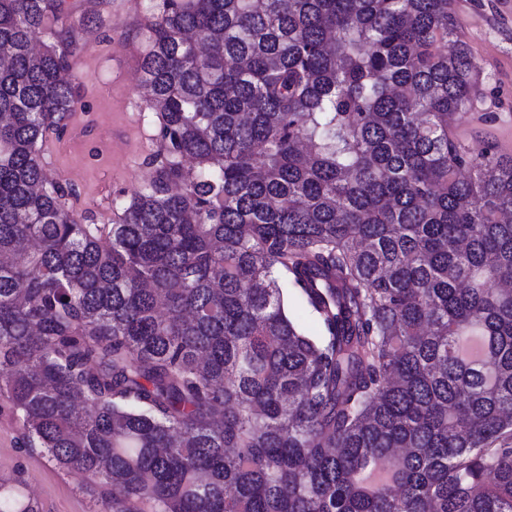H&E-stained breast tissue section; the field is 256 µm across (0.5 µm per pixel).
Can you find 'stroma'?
I'll use <instances>...</instances> for the list:
<instances>
[{"label": "stroma", "mask_w": 512, "mask_h": 512, "mask_svg": "<svg viewBox=\"0 0 512 512\" xmlns=\"http://www.w3.org/2000/svg\"><path fill=\"white\" fill-rule=\"evenodd\" d=\"M160 0H63L71 21L90 19L73 59L78 86L75 112L51 135L41 156L70 193L75 213L90 223H111L118 207L144 191L152 171L158 117L139 85V63L148 46L143 24ZM460 34L482 67L473 107L455 130L477 150L494 143L512 155V0H456ZM19 424L0 412V479L35 488L42 512H102L88 494L90 479L56 468L39 449L17 441Z\"/></svg>", "instance_id": "obj_1"}]
</instances>
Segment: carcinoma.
I'll return each instance as SVG.
<instances>
[{
	"label": "carcinoma",
	"instance_id": "carcinoma-1",
	"mask_svg": "<svg viewBox=\"0 0 512 512\" xmlns=\"http://www.w3.org/2000/svg\"><path fill=\"white\" fill-rule=\"evenodd\" d=\"M144 27L150 189L83 224L40 155L79 27L0 0L21 443L105 512H512V157L456 137L482 67L453 0H161ZM0 512L40 510L0 482Z\"/></svg>",
	"mask_w": 512,
	"mask_h": 512
}]
</instances>
